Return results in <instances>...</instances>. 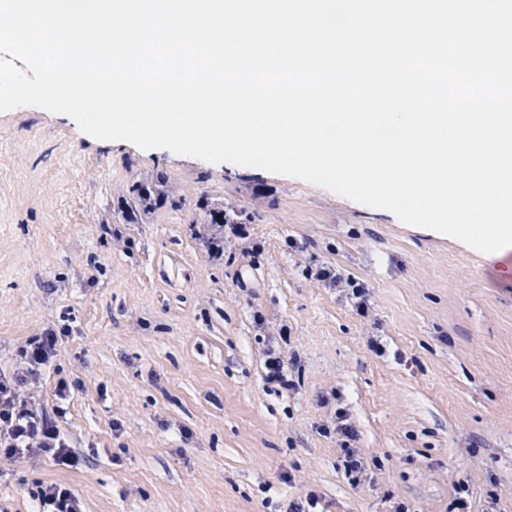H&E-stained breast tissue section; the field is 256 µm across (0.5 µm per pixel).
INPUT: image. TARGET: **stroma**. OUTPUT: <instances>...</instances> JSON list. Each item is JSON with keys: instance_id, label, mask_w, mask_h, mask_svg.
<instances>
[{"instance_id": "stroma-1", "label": "stroma", "mask_w": 512, "mask_h": 512, "mask_svg": "<svg viewBox=\"0 0 512 512\" xmlns=\"http://www.w3.org/2000/svg\"><path fill=\"white\" fill-rule=\"evenodd\" d=\"M160 176L165 201L129 219L133 186ZM208 205L235 207L257 250L209 258ZM320 265L368 286L369 316L311 283ZM61 327L34 394L64 409L81 463L21 455L0 471V512H34L50 483L83 512H288L310 496L306 512H450L458 474L470 512H512V254L258 167L92 143L67 115L18 107L0 112V375ZM274 345L297 354L287 390L264 381Z\"/></svg>"}]
</instances>
